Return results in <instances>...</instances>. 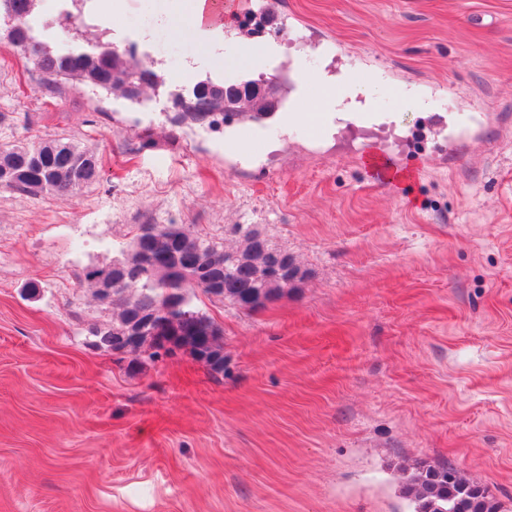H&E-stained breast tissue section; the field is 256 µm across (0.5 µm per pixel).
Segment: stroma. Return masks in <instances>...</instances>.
I'll return each instance as SVG.
<instances>
[{
  "label": "stroma",
  "mask_w": 512,
  "mask_h": 512,
  "mask_svg": "<svg viewBox=\"0 0 512 512\" xmlns=\"http://www.w3.org/2000/svg\"><path fill=\"white\" fill-rule=\"evenodd\" d=\"M262 33L288 94L256 124L174 125L171 92L218 75L166 17L122 0L117 43L164 79L49 84L0 35V143L69 136L100 180L0 189V512H413L446 463L512 512V0H284ZM195 62L197 76L185 73ZM369 76L378 122L283 124L298 68ZM140 224H254L308 277L249 313L197 295L224 371L91 345L113 310L83 267Z\"/></svg>",
  "instance_id": "35a3bbf8"
}]
</instances>
